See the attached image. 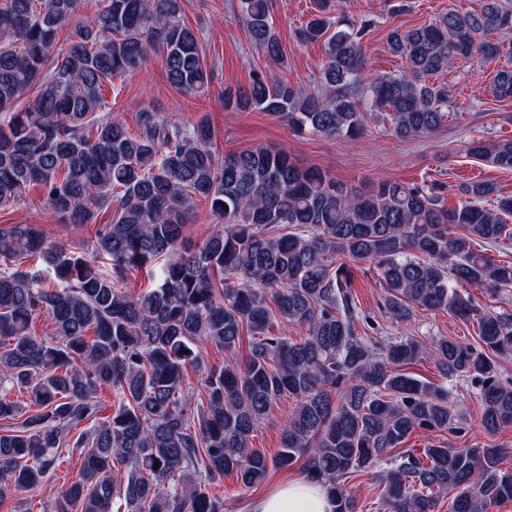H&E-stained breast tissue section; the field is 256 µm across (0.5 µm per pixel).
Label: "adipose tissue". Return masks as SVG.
I'll list each match as a JSON object with an SVG mask.
<instances>
[{"label": "adipose tissue", "mask_w": 512, "mask_h": 512, "mask_svg": "<svg viewBox=\"0 0 512 512\" xmlns=\"http://www.w3.org/2000/svg\"><path fill=\"white\" fill-rule=\"evenodd\" d=\"M334 505L318 483L296 477L252 500L247 512H333Z\"/></svg>", "instance_id": "adipose-tissue-1"}]
</instances>
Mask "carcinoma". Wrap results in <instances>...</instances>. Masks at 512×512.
Instances as JSON below:
<instances>
[{
    "label": "carcinoma",
    "mask_w": 512,
    "mask_h": 512,
    "mask_svg": "<svg viewBox=\"0 0 512 512\" xmlns=\"http://www.w3.org/2000/svg\"><path fill=\"white\" fill-rule=\"evenodd\" d=\"M81 6L0 0V207L36 188L77 229L112 210L83 256L33 224L0 225V503L40 486L64 450L77 455L78 476L39 512L76 503L81 512H224L214 489L225 475L251 489L269 467L300 459L334 512H362L345 482L385 460L383 512H437L445 496L448 512L512 500V473L501 467L508 449L498 444L392 458L420 430H461L459 416L452 389L406 371L422 345L382 335L351 284L353 266L370 265L393 323L424 309L476 324V343L440 337L426 353L448 380L479 388L488 433L512 427V381L498 377L495 361L512 357V313L470 292L512 288V263L475 248L512 241V196L488 181L461 186L453 207L446 185L425 180L357 192L297 166L285 149L220 155L207 120L185 124L150 109L132 134L106 112L105 85L157 50L171 85L203 92L212 76L199 39L181 22V0H102L84 21ZM270 8L239 0L252 41L282 64ZM313 8L299 36L326 50L314 88L255 71L221 90L224 108L267 112L325 138L361 136L370 114L409 140L450 115L448 93L431 77L459 59L512 54V44L487 39L512 33V0L391 30L386 49L403 61L396 74L366 73L371 23L334 16V0ZM492 93L512 100L511 67L496 72ZM467 154L512 170V139H474ZM202 202L224 225L192 248L187 228ZM28 256L39 264L10 266ZM154 263L156 287H119L128 271ZM43 315L53 330L39 336ZM279 319L306 335L274 331ZM245 331L244 361L202 364L200 349L234 352ZM189 367L201 373L198 401L184 386ZM15 388L26 404L9 398ZM286 395L295 406L270 458L254 433Z\"/></svg>",
    "instance_id": "carcinoma-1"
}]
</instances>
